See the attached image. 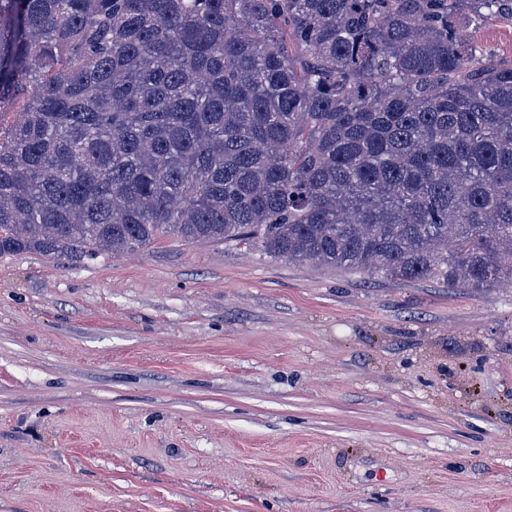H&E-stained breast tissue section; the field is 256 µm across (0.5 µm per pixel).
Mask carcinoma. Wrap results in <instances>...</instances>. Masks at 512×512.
I'll use <instances>...</instances> for the list:
<instances>
[{"label":"carcinoma","mask_w":512,"mask_h":512,"mask_svg":"<svg viewBox=\"0 0 512 512\" xmlns=\"http://www.w3.org/2000/svg\"><path fill=\"white\" fill-rule=\"evenodd\" d=\"M461 14L512 0H0V257L512 281V63Z\"/></svg>","instance_id":"cac0c4a2"}]
</instances>
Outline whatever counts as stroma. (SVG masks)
Segmentation results:
<instances>
[{"label":"stroma","instance_id":"1","mask_svg":"<svg viewBox=\"0 0 512 512\" xmlns=\"http://www.w3.org/2000/svg\"><path fill=\"white\" fill-rule=\"evenodd\" d=\"M461 25L512 61V23ZM0 512H512V287L0 258Z\"/></svg>","mask_w":512,"mask_h":512}]
</instances>
